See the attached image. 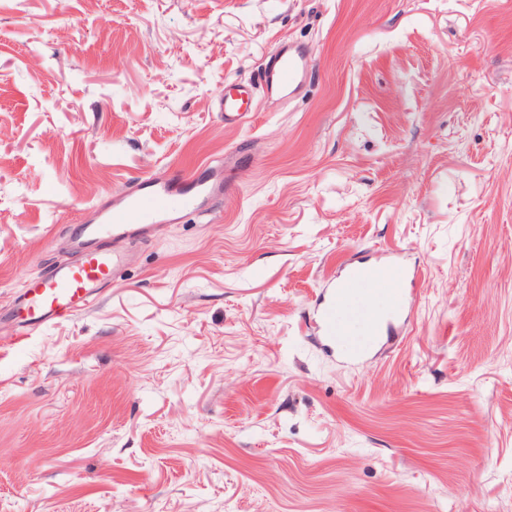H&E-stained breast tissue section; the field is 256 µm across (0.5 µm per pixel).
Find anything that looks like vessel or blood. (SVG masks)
Returning a JSON list of instances; mask_svg holds the SVG:
<instances>
[{
	"mask_svg": "<svg viewBox=\"0 0 512 512\" xmlns=\"http://www.w3.org/2000/svg\"><path fill=\"white\" fill-rule=\"evenodd\" d=\"M306 68V52L283 49L270 58L261 80L268 88L291 93L303 81ZM256 107L255 89L250 85L231 88L217 102L225 124L231 126L251 118ZM223 178L219 167L192 177L151 176L136 181L118 200L100 206L95 223L82 230L85 247L80 260L60 265L50 278L24 286L20 300L29 325L45 326L85 311L124 264L117 244L137 234L161 232L167 225L183 223L192 216L209 217V199L222 190ZM106 239L112 240L113 250L100 248V241ZM366 286L359 268H350L344 282L322 299L316 311L320 336L347 360L364 357L383 345L397 332L404 317L402 301L397 297L368 307Z\"/></svg>",
	"mask_w": 512,
	"mask_h": 512,
	"instance_id": "vessel-or-blood-1",
	"label": "vessel or blood"
}]
</instances>
